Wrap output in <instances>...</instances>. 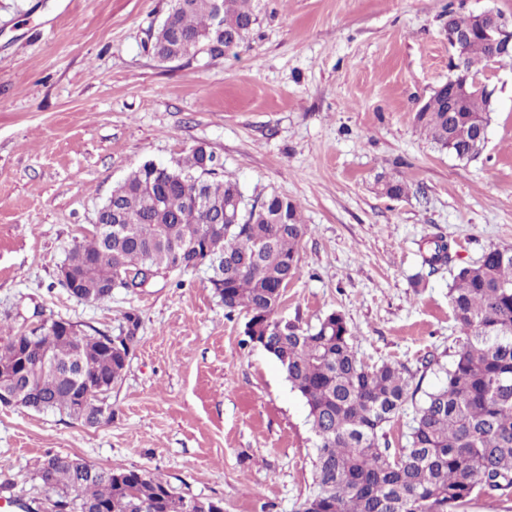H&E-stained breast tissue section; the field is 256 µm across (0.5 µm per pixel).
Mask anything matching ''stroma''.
<instances>
[{"label":"stroma","mask_w":512,"mask_h":512,"mask_svg":"<svg viewBox=\"0 0 512 512\" xmlns=\"http://www.w3.org/2000/svg\"><path fill=\"white\" fill-rule=\"evenodd\" d=\"M170 0H0V321L64 319L136 342L111 420L0 407V484L37 507L49 454L161 475L224 512H296L313 489L317 439L278 362L245 336L198 267L103 304L70 296L58 271L113 190L147 162L202 146L246 203L296 202L307 233L280 318L336 312L359 358L404 364L422 390L445 378L459 329V267L512 247V64L495 89L488 142L461 162L415 120L449 73V12L512 0H256L236 53L166 63L151 38ZM403 180L399 198L382 179ZM453 260L414 287L433 240Z\"/></svg>","instance_id":"stroma-1"}]
</instances>
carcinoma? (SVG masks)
<instances>
[{
  "label": "carcinoma",
  "mask_w": 512,
  "mask_h": 512,
  "mask_svg": "<svg viewBox=\"0 0 512 512\" xmlns=\"http://www.w3.org/2000/svg\"><path fill=\"white\" fill-rule=\"evenodd\" d=\"M255 0H220L216 20L210 0H170L154 34L152 51L165 62L196 55L213 59L248 41L258 15ZM480 37L469 44L464 69L499 63ZM493 103L482 95L458 112L439 94L416 119L431 140L459 160L478 155V128L490 123ZM213 153L196 147L159 179L145 166L114 189L102 224L128 231L106 241L97 231L76 243L68 265L84 283L79 301L105 302L109 285L131 278L144 282L180 267L197 266L193 244L214 258L210 283L228 313L248 316L245 335L279 363L291 389L308 408L317 437L314 489L297 512H468L474 498L512 497V248L493 247L475 265L454 275L448 297L459 327L458 347L445 380L416 399L409 370L397 362L368 365L356 354L352 332L338 313L317 327L276 318L282 291L298 268L306 233L296 203L270 194L251 207L239 185L213 181ZM239 202L237 221L217 223L226 206ZM451 243L434 242L423 258L429 273L451 262ZM124 353L103 347L96 331L68 333L40 326L25 352L20 332L0 336V366L26 358L17 381L21 406L64 414L94 427L112 418L107 396L77 406L74 377L121 380L139 327L125 317ZM53 354L44 369L37 354ZM413 408L407 444L390 452L386 427ZM44 495L39 508L55 512H192L191 499L159 477L121 468L96 469L68 455L48 454L35 471Z\"/></svg>",
  "instance_id": "1"
}]
</instances>
